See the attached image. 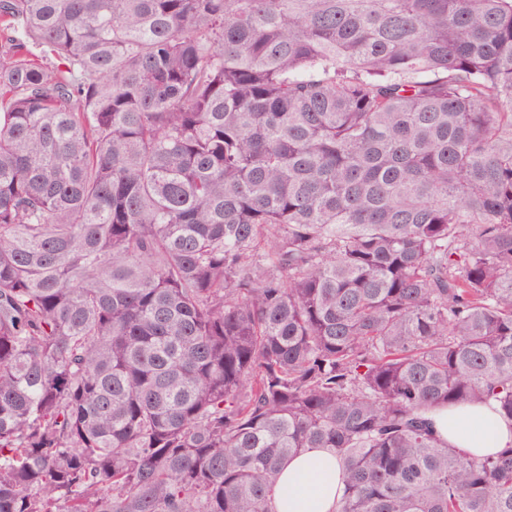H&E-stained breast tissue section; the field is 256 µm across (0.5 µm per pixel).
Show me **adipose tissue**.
<instances>
[{
  "mask_svg": "<svg viewBox=\"0 0 512 512\" xmlns=\"http://www.w3.org/2000/svg\"><path fill=\"white\" fill-rule=\"evenodd\" d=\"M437 432L473 457L512 445V424L489 405L465 406L434 417ZM339 461L318 449L302 453L285 466L275 499L276 512H336L342 484Z\"/></svg>",
  "mask_w": 512,
  "mask_h": 512,
  "instance_id": "obj_1",
  "label": "adipose tissue"
}]
</instances>
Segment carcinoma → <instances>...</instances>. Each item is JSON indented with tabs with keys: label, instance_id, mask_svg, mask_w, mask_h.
<instances>
[{
	"label": "carcinoma",
	"instance_id": "carcinoma-1",
	"mask_svg": "<svg viewBox=\"0 0 512 512\" xmlns=\"http://www.w3.org/2000/svg\"><path fill=\"white\" fill-rule=\"evenodd\" d=\"M0 512H512V0H0ZM43 49L37 55L33 49ZM435 429L448 441L473 457L496 453L512 445V425L493 406H465L435 414ZM339 461L318 449L288 461L280 480L284 493L275 499L277 512H335L342 484ZM314 488V491L312 489Z\"/></svg>",
	"mask_w": 512,
	"mask_h": 512
}]
</instances>
